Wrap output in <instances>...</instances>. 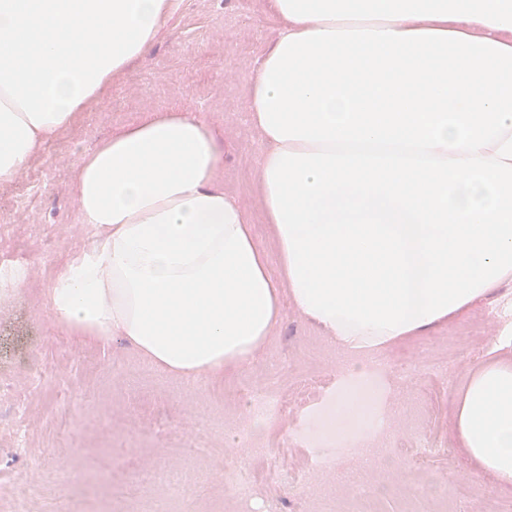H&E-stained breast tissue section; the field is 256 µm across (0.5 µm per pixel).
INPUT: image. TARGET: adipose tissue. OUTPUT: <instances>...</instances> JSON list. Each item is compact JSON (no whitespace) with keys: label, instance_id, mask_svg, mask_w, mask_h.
I'll use <instances>...</instances> for the list:
<instances>
[{"label":"adipose tissue","instance_id":"obj_1","mask_svg":"<svg viewBox=\"0 0 512 512\" xmlns=\"http://www.w3.org/2000/svg\"><path fill=\"white\" fill-rule=\"evenodd\" d=\"M181 0H0V184L78 125ZM277 39L246 79L275 246L217 184L197 113H148L81 156L98 245L42 293L56 328L120 339L193 386L252 363L284 305L346 357L458 320L512 284V0H266ZM452 399L453 441L512 488V319ZM372 395L343 391L341 429Z\"/></svg>","mask_w":512,"mask_h":512}]
</instances>
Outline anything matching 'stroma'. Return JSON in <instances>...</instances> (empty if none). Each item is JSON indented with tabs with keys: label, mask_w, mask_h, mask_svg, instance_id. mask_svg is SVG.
Returning a JSON list of instances; mask_svg holds the SVG:
<instances>
[{
	"label": "stroma",
	"mask_w": 512,
	"mask_h": 512,
	"mask_svg": "<svg viewBox=\"0 0 512 512\" xmlns=\"http://www.w3.org/2000/svg\"><path fill=\"white\" fill-rule=\"evenodd\" d=\"M279 24L265 0H183L150 53L134 62L126 78L88 113L84 122L48 141L10 184L0 185V225L10 243L30 248L26 280L0 307V372L22 379L29 356L52 373L43 386H29L34 401L26 417L32 453L0 458V508L13 481L40 467L63 478L40 488L39 512L72 501L76 512H358L352 485H385L381 512H434L429 479L440 483L489 479L471 471L450 434L448 400L471 370L491 358L498 324L489 298L465 318L432 329L387 351L383 403L394 411L390 429L374 447L348 451L318 437L317 411L298 415L295 388L303 380L340 374L347 363L335 345L292 307H285L269 344L248 367L224 378L187 386L161 372L143 376L141 358L127 343L99 345L61 335L41 303V292L67 260L97 244L81 222L74 176L82 154L112 131L153 110L182 107L198 113L224 155L218 184L246 209L257 242L273 251L255 196L260 135L248 119L245 77L276 39ZM275 386L288 400L287 416L266 439L291 448L289 464L307 463V449L329 466L306 490L273 483L249 499L227 494L218 474L259 468L247 443L235 433L244 415L241 389ZM427 391L429 439L444 455L414 462L408 454L418 434L411 403ZM163 462L203 475L195 503L184 504L163 488L141 490V465Z\"/></svg>",
	"instance_id": "1"
}]
</instances>
